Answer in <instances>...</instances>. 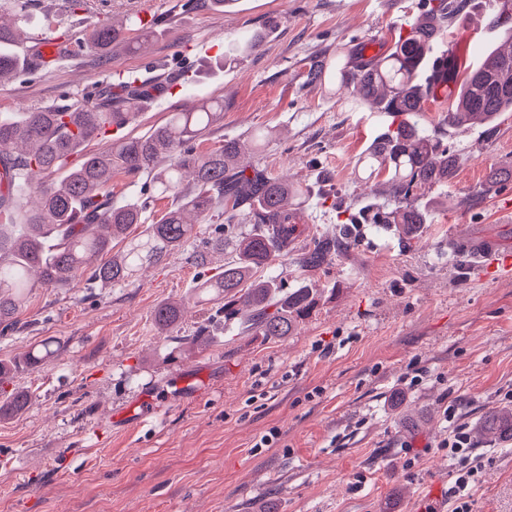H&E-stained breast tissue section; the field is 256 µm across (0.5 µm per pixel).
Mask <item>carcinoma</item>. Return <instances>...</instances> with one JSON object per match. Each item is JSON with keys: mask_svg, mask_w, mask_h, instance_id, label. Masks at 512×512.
I'll return each instance as SVG.
<instances>
[{"mask_svg": "<svg viewBox=\"0 0 512 512\" xmlns=\"http://www.w3.org/2000/svg\"><path fill=\"white\" fill-rule=\"evenodd\" d=\"M27 0H12L15 25L0 24V80L18 73L20 58L11 51L21 41ZM461 0H432L427 13L410 25L388 51L367 57L347 44L309 64V82L354 88L359 101L400 118L364 155L363 168L387 172L395 199L420 186L448 177L452 160L413 120L428 97L455 98L446 115L450 126L472 119L491 120L512 112V52H488L473 68L460 70L453 53L436 70L426 67L433 45L462 18ZM496 19L512 36V0L496 2ZM123 38V28L108 22L92 30L89 46L103 49ZM122 101L150 95L132 79L121 85ZM112 85L69 98V102L28 112L0 115V335L13 330L35 288H62L80 281L114 286L132 282L136 272L159 264L196 244L188 259L204 264L210 254L227 248L235 259L201 281L198 299L217 307L224 320L244 315L248 331L269 339L289 335L317 304V290L292 288L284 294L274 279L256 281L252 274L272 256L288 251L298 209L306 191L287 178H273L254 159H243L240 141L226 140L208 151L199 141L223 118L224 100L206 102L195 112H172L142 136L112 141L101 152H86V143L121 127L122 112L112 106ZM139 177L144 203L112 206V178ZM172 204L146 223L148 206L162 199ZM224 217L205 238L185 215ZM357 224H394L408 240L419 236L424 214L399 206ZM238 224H255L245 235ZM122 245L118 251L114 245ZM335 249L319 239L303 254V268H318ZM184 303L168 301L154 310L162 332L180 323ZM30 396L17 390L0 399V418L24 410ZM486 434L512 437V414L492 413L483 421Z\"/></svg>", "mask_w": 512, "mask_h": 512, "instance_id": "1", "label": "carcinoma"}]
</instances>
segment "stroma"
Instances as JSON below:
<instances>
[{"instance_id": "35a3bbf8", "label": "stroma", "mask_w": 512, "mask_h": 512, "mask_svg": "<svg viewBox=\"0 0 512 512\" xmlns=\"http://www.w3.org/2000/svg\"><path fill=\"white\" fill-rule=\"evenodd\" d=\"M71 14L67 0H29L31 41L24 66L0 83V113L61 104L94 82L140 76L153 59L158 96L131 108L122 127L139 136L172 112L224 101V122L201 150L247 141L268 129L258 156L272 177L304 187L297 233L287 254L258 269L282 289L310 285L320 295L290 336L242 333L191 296L211 269L179 253L139 271L129 285L40 288L0 336V360L19 362L9 385L27 391L22 413L0 420V512H417L431 477H450L444 414L455 406L481 471L473 512H512V441L481 430L491 412H510L512 279L466 270L450 235L482 230L512 248V112L456 128L449 104L427 100L417 121L447 148V182L418 188L408 206L428 210L418 240L392 227L348 223L349 214L393 208L384 176L358 165L393 121L352 94L329 95L306 77L311 58L366 39L387 51L423 0H93ZM496 0H468L464 17L434 55L461 63L506 45L491 17ZM122 23L125 44L99 54L86 45L102 20ZM152 29L146 51L134 42ZM249 30L258 50L225 58ZM75 56L35 61L32 41L61 33ZM343 245L319 268L301 267L310 242ZM181 300L169 335L155 307ZM206 329L197 351L185 338ZM54 353L22 364L40 344ZM156 410L136 422L139 402ZM270 446H260L263 435Z\"/></svg>"}]
</instances>
